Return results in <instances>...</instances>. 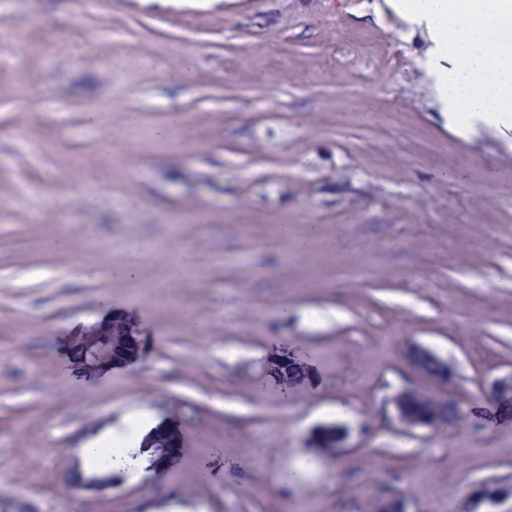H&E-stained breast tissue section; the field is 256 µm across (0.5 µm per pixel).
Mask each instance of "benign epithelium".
<instances>
[{
  "mask_svg": "<svg viewBox=\"0 0 512 512\" xmlns=\"http://www.w3.org/2000/svg\"><path fill=\"white\" fill-rule=\"evenodd\" d=\"M82 351L93 360L109 362L124 359L135 353V342L126 335L124 326L99 331L81 343ZM409 362L438 388L437 392L406 388L391 398L394 419L400 429L411 435L420 428L447 424L449 409L455 407L448 396V362L430 348L412 342L405 349ZM484 397L497 403L512 398V376L494 383ZM149 447L153 449L152 467L157 473L171 467L182 454L184 440L181 433L162 429L154 434ZM512 496V487L497 482L485 483L475 489L465 502L464 512H473L485 504H496ZM373 512H407L398 496H382L374 501Z\"/></svg>",
  "mask_w": 512,
  "mask_h": 512,
  "instance_id": "benign-epithelium-1",
  "label": "benign epithelium"
}]
</instances>
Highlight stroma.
I'll list each match as a JSON object with an SVG mask.
<instances>
[{"instance_id":"stroma-1","label":"stroma","mask_w":512,"mask_h":512,"mask_svg":"<svg viewBox=\"0 0 512 512\" xmlns=\"http://www.w3.org/2000/svg\"><path fill=\"white\" fill-rule=\"evenodd\" d=\"M377 2L0 0L25 34L0 47V512H372L384 494L461 512L512 483V414L482 398L512 374V141L448 128L423 38ZM110 107L131 124L86 123ZM174 111L194 139L155 145ZM114 319L133 360L75 357ZM413 341L466 415L410 436L387 400L427 385ZM140 412L184 454L158 475L141 448L111 487H80L84 448ZM512 496V487L497 482L485 483L475 489L465 502L463 511H475L485 504H496Z\"/></svg>"}]
</instances>
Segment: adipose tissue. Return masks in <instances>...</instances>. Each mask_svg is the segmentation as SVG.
I'll use <instances>...</instances> for the list:
<instances>
[{
	"label": "adipose tissue",
	"instance_id": "adipose-tissue-1",
	"mask_svg": "<svg viewBox=\"0 0 512 512\" xmlns=\"http://www.w3.org/2000/svg\"><path fill=\"white\" fill-rule=\"evenodd\" d=\"M376 12L423 36L420 67L458 135L512 131V0H381Z\"/></svg>",
	"mask_w": 512,
	"mask_h": 512
}]
</instances>
